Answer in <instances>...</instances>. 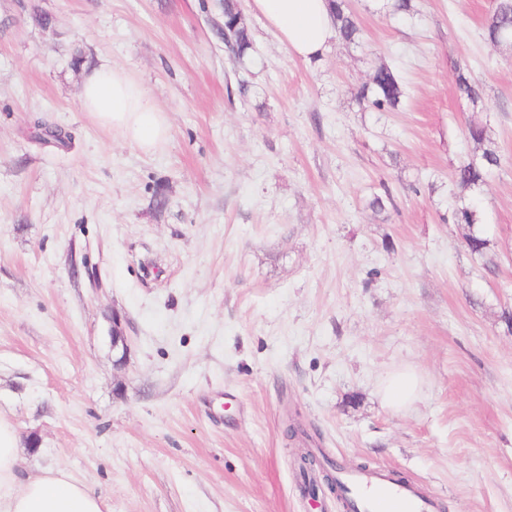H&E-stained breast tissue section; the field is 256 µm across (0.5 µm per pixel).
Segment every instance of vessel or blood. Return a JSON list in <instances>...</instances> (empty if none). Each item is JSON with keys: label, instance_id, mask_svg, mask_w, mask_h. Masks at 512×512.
<instances>
[{"label": "vessel or blood", "instance_id": "vessel-or-blood-1", "mask_svg": "<svg viewBox=\"0 0 512 512\" xmlns=\"http://www.w3.org/2000/svg\"><path fill=\"white\" fill-rule=\"evenodd\" d=\"M344 483L357 512H432L434 507L417 487L398 483L383 469L347 473Z\"/></svg>", "mask_w": 512, "mask_h": 512}]
</instances>
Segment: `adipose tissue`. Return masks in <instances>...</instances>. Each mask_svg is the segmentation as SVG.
Returning <instances> with one entry per match:
<instances>
[{
	"label": "adipose tissue",
	"mask_w": 512,
	"mask_h": 512,
	"mask_svg": "<svg viewBox=\"0 0 512 512\" xmlns=\"http://www.w3.org/2000/svg\"><path fill=\"white\" fill-rule=\"evenodd\" d=\"M289 52L310 60L336 38L330 0H250ZM84 111L140 148L165 139L169 125L145 88L122 70L99 66L81 91ZM18 435L0 419V512H105L102 499L63 468L31 476L21 469Z\"/></svg>",
	"instance_id": "obj_1"
}]
</instances>
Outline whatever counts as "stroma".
I'll return each mask as SVG.
<instances>
[{
	"label": "stroma",
	"instance_id": "obj_1",
	"mask_svg": "<svg viewBox=\"0 0 512 512\" xmlns=\"http://www.w3.org/2000/svg\"><path fill=\"white\" fill-rule=\"evenodd\" d=\"M238 2L241 60L224 0H0V418L22 467L66 469L110 512H346L302 494L305 445L444 512H512V48L482 36L493 0H414L403 20L350 0L361 42L309 62ZM458 63L481 101L456 93ZM102 64L165 112L152 150L83 111ZM382 64L404 88L389 112L355 98ZM473 123L502 159L472 195L486 258L449 221ZM404 365L422 385L397 409L381 387ZM232 39V53L242 58L253 48V43L236 0H224V35Z\"/></svg>",
	"mask_w": 512,
	"mask_h": 512
}]
</instances>
